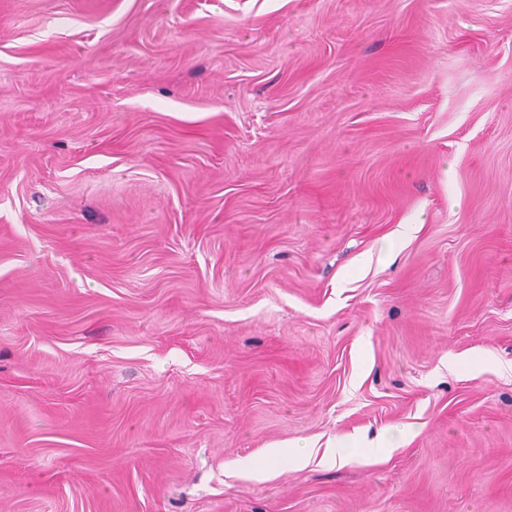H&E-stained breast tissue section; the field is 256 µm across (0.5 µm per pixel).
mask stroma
<instances>
[{
    "mask_svg": "<svg viewBox=\"0 0 512 512\" xmlns=\"http://www.w3.org/2000/svg\"><path fill=\"white\" fill-rule=\"evenodd\" d=\"M0 512H512V0H0Z\"/></svg>",
    "mask_w": 512,
    "mask_h": 512,
    "instance_id": "35a3bbf8",
    "label": "stroma"
}]
</instances>
